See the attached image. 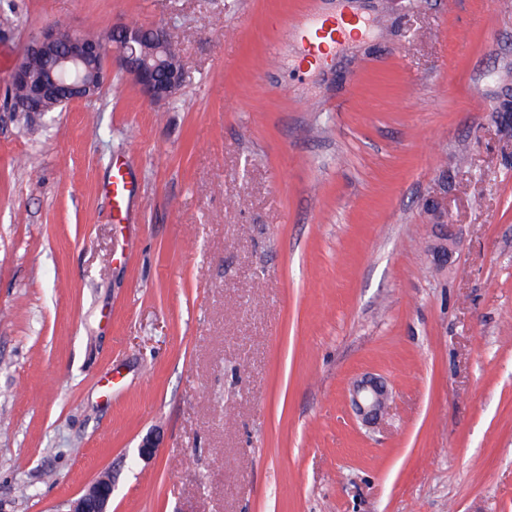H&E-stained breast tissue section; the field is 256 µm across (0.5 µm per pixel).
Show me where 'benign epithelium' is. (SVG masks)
Masks as SVG:
<instances>
[{
	"instance_id": "obj_1",
	"label": "benign epithelium",
	"mask_w": 512,
	"mask_h": 512,
	"mask_svg": "<svg viewBox=\"0 0 512 512\" xmlns=\"http://www.w3.org/2000/svg\"><path fill=\"white\" fill-rule=\"evenodd\" d=\"M169 35L158 27H145L136 23L119 24L100 39L90 41L79 35V30L57 24L44 29L22 54L10 76V85L22 86L26 95L20 108L36 117L47 114V103L67 97L72 101L91 99L98 94L94 85L63 75L54 77L37 76L27 69L25 60L33 54H42L51 49L61 52L62 61L77 67L92 59L113 56L119 69L134 81L154 102L174 98L185 80L182 70L171 74H159L157 53L169 44ZM500 131L507 137L512 135V100L505 102L502 111L496 113ZM436 239L430 245L435 264L448 267L455 254L457 242L448 224V210H436ZM390 393L386 385L374 378L365 377L356 381L351 389V403L357 416L366 425L376 423L384 414ZM114 486L112 478L102 477L95 481L80 497L67 501L64 512H108Z\"/></svg>"
}]
</instances>
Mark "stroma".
Returning a JSON list of instances; mask_svg holds the SVG:
<instances>
[{"instance_id":"35a3bbf8","label":"stroma","mask_w":512,"mask_h":512,"mask_svg":"<svg viewBox=\"0 0 512 512\" xmlns=\"http://www.w3.org/2000/svg\"><path fill=\"white\" fill-rule=\"evenodd\" d=\"M363 21L316 67L295 19ZM167 31L186 80L0 125V512H512V69L496 0H0ZM133 177L125 223L103 191ZM458 247L426 249L435 207ZM381 379L364 426L353 381ZM156 436L152 459L138 456ZM350 395L356 414L365 425L375 424L383 416L390 399L386 385L374 377L357 380ZM113 490L112 478L102 477L80 497L68 500L67 509L61 512H108Z\"/></svg>"}]
</instances>
